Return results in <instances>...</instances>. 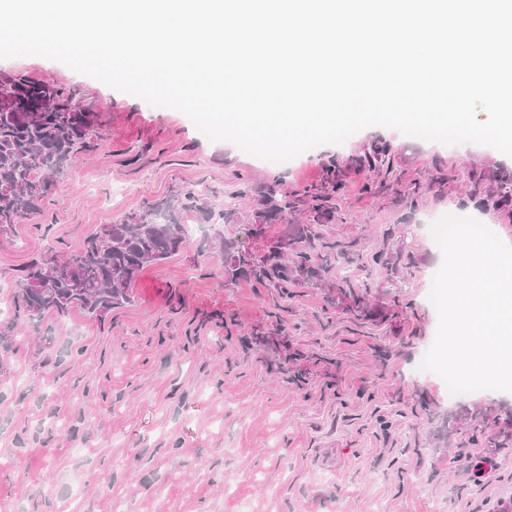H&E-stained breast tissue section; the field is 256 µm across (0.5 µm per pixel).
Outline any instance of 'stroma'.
Masks as SVG:
<instances>
[{
  "label": "stroma",
  "mask_w": 512,
  "mask_h": 512,
  "mask_svg": "<svg viewBox=\"0 0 512 512\" xmlns=\"http://www.w3.org/2000/svg\"><path fill=\"white\" fill-rule=\"evenodd\" d=\"M11 74L73 90L99 125L43 207L0 236V512H496L512 500V448L486 447L494 429L479 421L512 407V392L452 399L418 368L438 327L427 295L443 262L427 220L453 209L512 242V205H484L466 179L512 175V156L478 144L463 159L457 146L370 127L275 166L60 62L0 59V76ZM379 140L393 147L394 176L347 171L344 221L323 232L353 247L324 279L344 269L373 284L386 321L359 323L325 287L284 296L225 278V239L261 250L248 219L270 184L319 183L329 159ZM244 177L252 191L241 196ZM188 191L181 216L197 234L146 266L105 321L18 315L32 259ZM227 208L240 223H220ZM277 334L297 360L246 344Z\"/></svg>",
  "instance_id": "1"
}]
</instances>
